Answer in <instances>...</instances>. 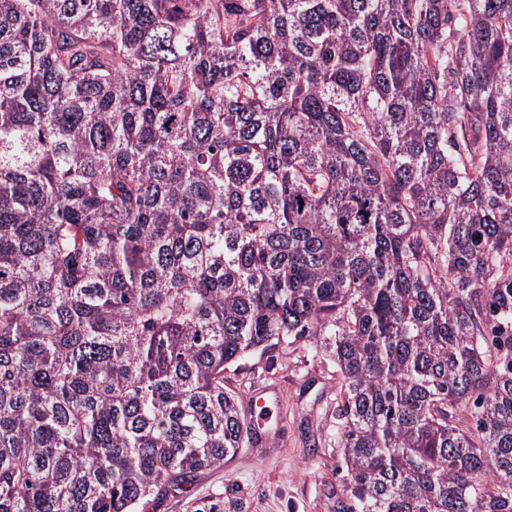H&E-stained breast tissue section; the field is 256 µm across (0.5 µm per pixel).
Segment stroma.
<instances>
[{
    "label": "stroma",
    "mask_w": 512,
    "mask_h": 512,
    "mask_svg": "<svg viewBox=\"0 0 512 512\" xmlns=\"http://www.w3.org/2000/svg\"><path fill=\"white\" fill-rule=\"evenodd\" d=\"M261 385L279 386L280 435L276 444H245L224 467L199 474L191 486L143 501L138 512H336L342 479L336 471L335 364L308 340L285 341L264 355L227 367L224 387L247 403Z\"/></svg>",
    "instance_id": "obj_1"
}]
</instances>
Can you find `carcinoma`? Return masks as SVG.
Masks as SVG:
<instances>
[{
  "label": "carcinoma",
  "mask_w": 512,
  "mask_h": 512,
  "mask_svg": "<svg viewBox=\"0 0 512 512\" xmlns=\"http://www.w3.org/2000/svg\"><path fill=\"white\" fill-rule=\"evenodd\" d=\"M336 364L338 512H512V0H0V512H136ZM280 392L275 386H265L253 396L249 409V426L254 442L266 446L274 437L278 427L277 410L280 403Z\"/></svg>",
  "instance_id": "cac0c4a2"
}]
</instances>
